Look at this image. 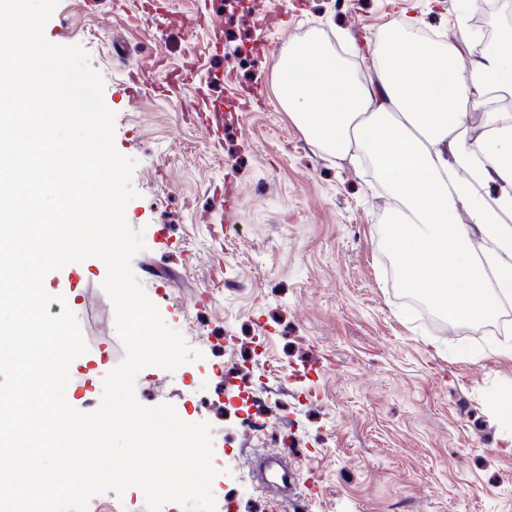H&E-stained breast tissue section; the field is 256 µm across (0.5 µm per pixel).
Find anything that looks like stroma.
Listing matches in <instances>:
<instances>
[{
  "mask_svg": "<svg viewBox=\"0 0 512 512\" xmlns=\"http://www.w3.org/2000/svg\"><path fill=\"white\" fill-rule=\"evenodd\" d=\"M59 0L46 39L78 45L104 78L114 143L136 160L126 218L146 248L132 269L165 323L200 351L174 371L143 368L135 395L211 425L215 512H512V301L491 322L451 324L399 286L387 228L397 204L365 159L308 143L274 72L312 33L363 78L369 41L413 14L460 39L512 26V0ZM142 96L118 90L126 66ZM193 83H184V72ZM107 268L91 257L50 273L88 346L70 381L82 412L123 360ZM296 468L286 500L258 489L248 457Z\"/></svg>",
  "mask_w": 512,
  "mask_h": 512,
  "instance_id": "35a3bbf8",
  "label": "stroma"
}]
</instances>
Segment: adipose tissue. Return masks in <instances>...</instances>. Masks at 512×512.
I'll list each match as a JSON object with an SVG mask.
<instances>
[{"instance_id":"adipose-tissue-1","label":"adipose tissue","mask_w":512,"mask_h":512,"mask_svg":"<svg viewBox=\"0 0 512 512\" xmlns=\"http://www.w3.org/2000/svg\"><path fill=\"white\" fill-rule=\"evenodd\" d=\"M375 76L361 80L322 40L292 44L276 68L278 98L305 138L336 159L364 156L399 203L390 243L401 285L452 321L496 316L512 299V116L470 139L467 115L495 93L512 96V27L470 67L461 44L422 35L417 18L394 21L369 46ZM492 183L487 201L475 193ZM466 209L470 221L455 220ZM485 244L476 251L475 240Z\"/></svg>"}]
</instances>
